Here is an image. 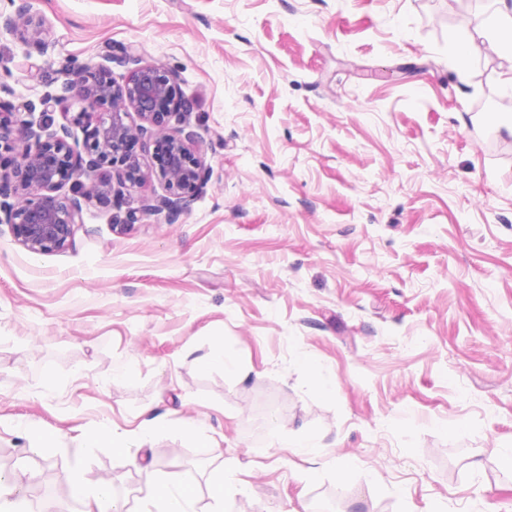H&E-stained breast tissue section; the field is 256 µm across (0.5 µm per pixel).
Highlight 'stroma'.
I'll return each instance as SVG.
<instances>
[{"instance_id":"stroma-1","label":"stroma","mask_w":512,"mask_h":512,"mask_svg":"<svg viewBox=\"0 0 512 512\" xmlns=\"http://www.w3.org/2000/svg\"><path fill=\"white\" fill-rule=\"evenodd\" d=\"M0 6L52 44L0 35V101L87 62L124 82L135 53L179 74L209 169L171 218L113 221L154 179L86 203L58 252L0 226V464L31 490L109 478L130 512L175 464L189 512L221 469L245 487L226 512H512V61L482 21L448 0ZM217 338L237 372L197 366ZM152 415L172 425L135 457L82 443ZM30 425L54 443L31 450ZM20 16L25 17V24L24 29L19 31L17 21ZM2 31L19 34L24 43H32L42 55L47 54L51 48V43L46 39L43 18L36 13H31L29 7L21 8L15 14L2 12L0 9V34Z\"/></svg>"}]
</instances>
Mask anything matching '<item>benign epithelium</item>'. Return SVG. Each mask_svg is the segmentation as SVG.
Returning <instances> with one entry per match:
<instances>
[{
    "label": "benign epithelium",
    "instance_id": "1",
    "mask_svg": "<svg viewBox=\"0 0 512 512\" xmlns=\"http://www.w3.org/2000/svg\"><path fill=\"white\" fill-rule=\"evenodd\" d=\"M17 33L43 55L46 39L41 16L26 8L15 14L0 11V32ZM133 64L122 83L112 78L109 66L87 63L71 73L56 90L44 92L45 108L74 98L77 112H65L66 123L54 127L50 119H30L32 106L0 103V150L14 152L10 169H0V224L13 240L33 255L63 250L74 242L83 224V204L89 200L109 205L114 201L112 181L130 186L155 177L164 194L143 208L147 214L178 213L189 209L206 181L202 157L179 135L188 106L179 93L176 71L161 64ZM85 131V154L69 142V125ZM149 138L150 163L144 165L136 144ZM89 182L80 196L61 193L68 181Z\"/></svg>",
    "mask_w": 512,
    "mask_h": 512
}]
</instances>
